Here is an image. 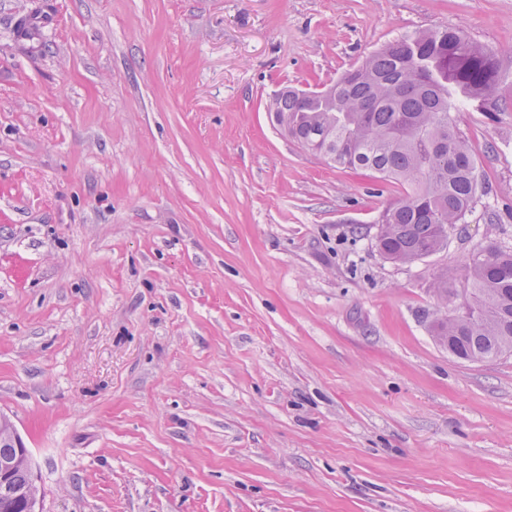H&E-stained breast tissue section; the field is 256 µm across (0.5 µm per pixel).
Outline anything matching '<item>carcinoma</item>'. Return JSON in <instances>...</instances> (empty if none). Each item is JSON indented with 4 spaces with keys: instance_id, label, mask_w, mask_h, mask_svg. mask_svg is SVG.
I'll return each mask as SVG.
<instances>
[{
    "instance_id": "1",
    "label": "carcinoma",
    "mask_w": 512,
    "mask_h": 512,
    "mask_svg": "<svg viewBox=\"0 0 512 512\" xmlns=\"http://www.w3.org/2000/svg\"><path fill=\"white\" fill-rule=\"evenodd\" d=\"M499 85L495 54L442 28L387 42L325 92L281 89L277 113L288 115V138L318 144L328 164L402 186V197L383 210L386 229L375 243L385 260L404 264L446 246L448 229L465 223L477 202V158L451 110L495 105ZM468 280L488 307L466 325L434 322V335L451 337L449 354L474 361L511 354L512 250L488 245L472 260ZM31 480L27 466L14 472L9 488L0 485V512H20L14 490Z\"/></svg>"
}]
</instances>
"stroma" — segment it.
Wrapping results in <instances>:
<instances>
[{
    "instance_id": "1",
    "label": "stroma",
    "mask_w": 512,
    "mask_h": 512,
    "mask_svg": "<svg viewBox=\"0 0 512 512\" xmlns=\"http://www.w3.org/2000/svg\"><path fill=\"white\" fill-rule=\"evenodd\" d=\"M25 29H18V20ZM494 50L485 195L384 260L403 193L268 112L404 34ZM512 247V0H0V413L42 512H512V355L433 337Z\"/></svg>"
}]
</instances>
